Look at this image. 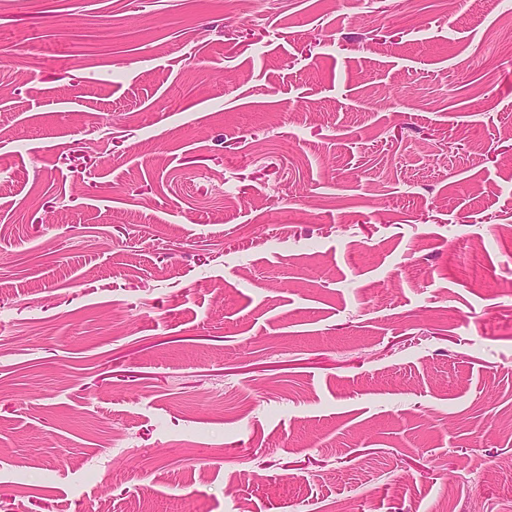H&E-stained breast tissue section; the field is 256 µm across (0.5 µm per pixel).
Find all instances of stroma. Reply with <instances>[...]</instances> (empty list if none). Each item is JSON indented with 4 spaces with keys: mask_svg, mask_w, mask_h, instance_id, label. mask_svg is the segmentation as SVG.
I'll use <instances>...</instances> for the list:
<instances>
[{
    "mask_svg": "<svg viewBox=\"0 0 512 512\" xmlns=\"http://www.w3.org/2000/svg\"><path fill=\"white\" fill-rule=\"evenodd\" d=\"M512 512V0H0V512Z\"/></svg>",
    "mask_w": 512,
    "mask_h": 512,
    "instance_id": "35a3bbf8",
    "label": "stroma"
}]
</instances>
